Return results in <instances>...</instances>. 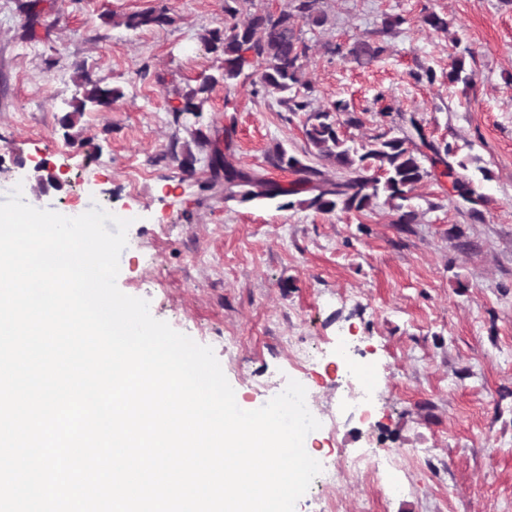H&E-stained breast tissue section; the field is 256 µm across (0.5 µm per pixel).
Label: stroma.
Masks as SVG:
<instances>
[{"instance_id": "obj_1", "label": "stroma", "mask_w": 512, "mask_h": 512, "mask_svg": "<svg viewBox=\"0 0 512 512\" xmlns=\"http://www.w3.org/2000/svg\"><path fill=\"white\" fill-rule=\"evenodd\" d=\"M19 2L0 0V202L18 188L38 209L97 206L129 220L119 289L211 347L242 409L264 406L291 379L308 399H336L348 364L366 367L378 398L306 442L324 466L380 444L405 450L385 473L389 491L370 476L333 493L313 485L296 512H512V0H324L328 23L304 32L307 100L345 104L337 119L350 145L419 129L488 170L482 219L428 178L404 230L382 199L364 213H321L239 206L205 189L209 151L193 129L229 137L239 165L283 184L293 175L271 165L276 147L331 168L307 152V112L255 94L250 75L216 85L199 116L175 123L181 94L221 65L199 37L223 28L224 0H56L33 44ZM164 6L173 25L121 23ZM432 12L447 30L425 24ZM394 16L403 25L383 32ZM365 37L385 48L366 66L323 47ZM62 55L70 67L58 65ZM461 55L474 72L467 86L448 81ZM81 69L121 96L110 111L76 117L85 145L73 148L61 119ZM40 162L59 182L35 192ZM228 335L236 347H225ZM291 336L319 349L315 364L289 360Z\"/></svg>"}]
</instances>
